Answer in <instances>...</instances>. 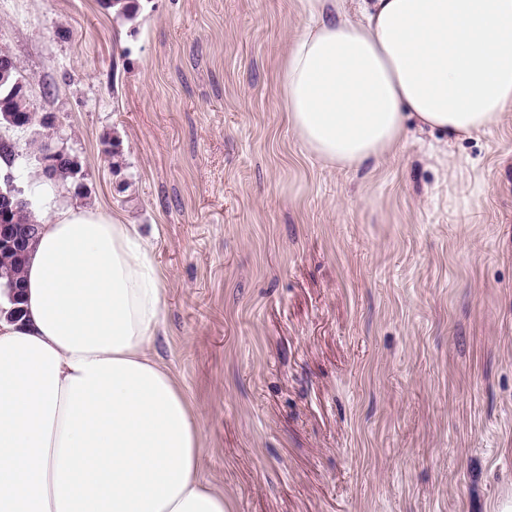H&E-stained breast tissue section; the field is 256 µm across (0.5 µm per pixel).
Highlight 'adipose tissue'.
Masks as SVG:
<instances>
[{
  "instance_id": "ef3b65f1",
  "label": "adipose tissue",
  "mask_w": 512,
  "mask_h": 512,
  "mask_svg": "<svg viewBox=\"0 0 512 512\" xmlns=\"http://www.w3.org/2000/svg\"><path fill=\"white\" fill-rule=\"evenodd\" d=\"M279 92L331 166L391 155L410 130L486 131L512 110V0H301ZM136 225L56 205L0 294V512H227L200 477L195 410L152 348L164 290Z\"/></svg>"
}]
</instances>
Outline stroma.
<instances>
[{
    "label": "stroma",
    "mask_w": 512,
    "mask_h": 512,
    "mask_svg": "<svg viewBox=\"0 0 512 512\" xmlns=\"http://www.w3.org/2000/svg\"><path fill=\"white\" fill-rule=\"evenodd\" d=\"M299 0H0V49L82 163L83 203L152 242L154 352L230 512H496L512 498V111L313 158L278 90ZM121 142L113 175L104 137ZM127 181L119 190V181ZM141 0H100L106 10H111L117 17L129 22L134 21L141 9Z\"/></svg>",
    "instance_id": "stroma-1"
}]
</instances>
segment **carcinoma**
Listing matches in <instances>:
<instances>
[{"instance_id": "obj_1", "label": "carcinoma", "mask_w": 512, "mask_h": 512, "mask_svg": "<svg viewBox=\"0 0 512 512\" xmlns=\"http://www.w3.org/2000/svg\"><path fill=\"white\" fill-rule=\"evenodd\" d=\"M101 5L113 11V13L129 22L134 21L141 9L140 0H100ZM29 87L26 78L14 60H9L7 65H0V126L8 128L13 126L28 131L39 126L47 131L53 129L54 119L49 115L41 118L36 117V113L29 109ZM34 150L29 154H23L16 150V146L10 142L0 139V155L8 156L10 164V173L21 166L28 157H38L49 151L55 152L54 162L41 168V174L49 181L67 182L77 181L82 172V166L79 160L56 148L52 143L51 135L47 134L39 141L31 140ZM6 220L9 224H14L20 229H25L32 225H38V221L33 212V203H22L5 210ZM36 240V235H31L26 239L24 251L20 255L12 252H0V285L6 286L11 283L18 288H23L24 270L31 246Z\"/></svg>"}]
</instances>
